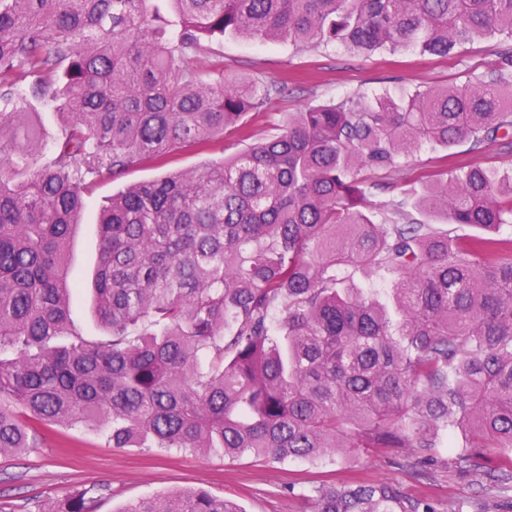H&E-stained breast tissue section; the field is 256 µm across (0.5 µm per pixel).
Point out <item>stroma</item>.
<instances>
[{
  "label": "stroma",
  "mask_w": 512,
  "mask_h": 512,
  "mask_svg": "<svg viewBox=\"0 0 512 512\" xmlns=\"http://www.w3.org/2000/svg\"><path fill=\"white\" fill-rule=\"evenodd\" d=\"M207 58L223 60L225 79L256 80L282 86L262 111L246 118L257 135L280 124L288 113L355 93H398L417 86H462L497 65L505 49L495 39H482L450 57L423 56L405 50L392 56L355 55L326 48L297 51L286 42L263 44L245 38H216ZM244 147L236 128H228L209 148L171 154L165 165L140 162L120 178L96 181L71 244L75 271L92 276L98 259L100 209L126 186L155 180L164 172L188 170L233 155ZM452 165L512 169V148L477 149L463 140L449 151L428 147L402 158L410 180L425 170ZM445 463L428 469L415 466V453L403 449L384 455L368 448L359 457L329 456L317 462L279 463L244 455L224 457L218 450L195 454L176 448H114L92 430L52 427L41 447L21 456H0V512H39L41 505L65 499L75 491L95 498L98 512H124L129 503L180 488H201L216 497L237 501L242 512H312V489L322 483L394 484L403 494L431 499L440 512H512V490L491 486L452 462L453 448L440 449Z\"/></svg>",
  "instance_id": "stroma-1"
}]
</instances>
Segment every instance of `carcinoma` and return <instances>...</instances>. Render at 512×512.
Listing matches in <instances>:
<instances>
[{"label": "carcinoma", "mask_w": 512, "mask_h": 512, "mask_svg": "<svg viewBox=\"0 0 512 512\" xmlns=\"http://www.w3.org/2000/svg\"><path fill=\"white\" fill-rule=\"evenodd\" d=\"M215 35L447 57L512 40V0H0V454L40 447L53 425L277 462L411 448L435 467L458 432L460 467L512 449V174L429 170L419 192L369 198L426 144L512 147V59L462 87L293 112L231 157L113 194L93 288L105 335L72 334L68 249L90 186L229 126L250 141L243 119L278 92L190 66ZM30 95L61 120L47 157ZM350 270L390 277L398 320L341 287ZM313 501L439 512L389 482ZM42 512L95 504L78 491ZM123 512L242 509L199 490Z\"/></svg>", "instance_id": "cac0c4a2"}]
</instances>
